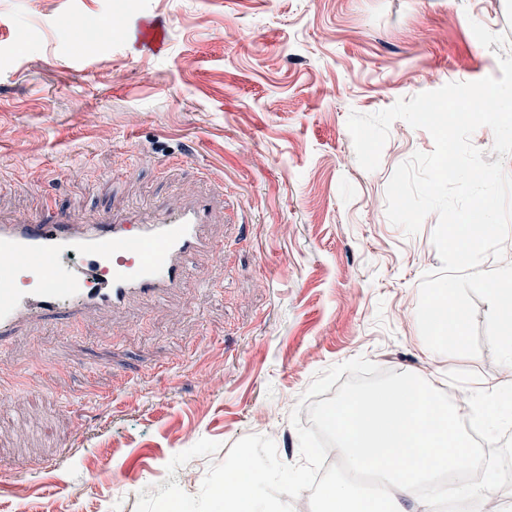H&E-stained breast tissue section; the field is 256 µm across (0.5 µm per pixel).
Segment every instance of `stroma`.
I'll list each match as a JSON object with an SVG mask.
<instances>
[{"label":"stroma","instance_id":"stroma-1","mask_svg":"<svg viewBox=\"0 0 512 512\" xmlns=\"http://www.w3.org/2000/svg\"><path fill=\"white\" fill-rule=\"evenodd\" d=\"M88 18L108 34L74 52ZM506 54L512 0H0V215L204 197L224 243L166 301L76 325L60 309L0 345V512H136L173 482L194 495L249 434L297 463L291 411L359 356L442 391L499 386L511 409L488 343L443 355L419 331L438 217L406 234L386 187L431 135L395 120L369 172L347 127L500 76Z\"/></svg>","mask_w":512,"mask_h":512}]
</instances>
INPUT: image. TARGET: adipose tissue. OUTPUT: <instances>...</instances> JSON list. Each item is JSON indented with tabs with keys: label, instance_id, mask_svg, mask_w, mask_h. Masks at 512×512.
I'll use <instances>...</instances> for the list:
<instances>
[{
	"label": "adipose tissue",
	"instance_id": "ef3b65f1",
	"mask_svg": "<svg viewBox=\"0 0 512 512\" xmlns=\"http://www.w3.org/2000/svg\"><path fill=\"white\" fill-rule=\"evenodd\" d=\"M327 423L348 475L323 491L334 512H402L404 501L413 503V512H433L417 488L437 482L449 457L470 452L446 395L410 377L392 389L358 391L338 401ZM366 469L379 476L367 499L350 480Z\"/></svg>",
	"mask_w": 512,
	"mask_h": 512
}]
</instances>
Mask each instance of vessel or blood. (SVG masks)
I'll return each instance as SVG.
<instances>
[{
  "instance_id": "vessel-or-blood-1",
  "label": "vessel or blood",
  "mask_w": 512,
  "mask_h": 512,
  "mask_svg": "<svg viewBox=\"0 0 512 512\" xmlns=\"http://www.w3.org/2000/svg\"><path fill=\"white\" fill-rule=\"evenodd\" d=\"M207 199L151 216L103 213L90 221L46 208L30 220L0 224V338L39 321L72 299V316L115 309L138 298L158 302L187 279L189 256L222 252L209 239Z\"/></svg>"
}]
</instances>
